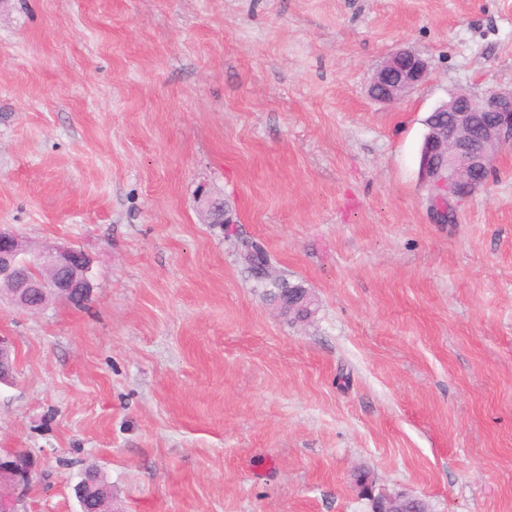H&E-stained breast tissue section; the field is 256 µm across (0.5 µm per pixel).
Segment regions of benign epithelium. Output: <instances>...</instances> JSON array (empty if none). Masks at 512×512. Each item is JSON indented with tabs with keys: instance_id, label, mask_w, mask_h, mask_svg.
<instances>
[{
	"instance_id": "7a95c632",
	"label": "benign epithelium",
	"mask_w": 512,
	"mask_h": 512,
	"mask_svg": "<svg viewBox=\"0 0 512 512\" xmlns=\"http://www.w3.org/2000/svg\"><path fill=\"white\" fill-rule=\"evenodd\" d=\"M430 62L410 49L393 52L377 69L369 86L372 99L394 104L423 84ZM448 113L445 123L427 125L421 150L423 180L430 186L428 209L437 224L452 222L454 204L467 199L482 186L500 148L512 143V88L490 89L480 97L457 92L435 108ZM207 224H229L223 197L204 192L199 199ZM92 259L69 246H56L32 253L20 237L0 226V286L17 307L34 311L32 299L53 293L64 300L83 302L94 288ZM13 347L0 339V383L13 370ZM0 473L7 476L9 490L0 493V512H17L16 505L28 490L32 473L29 456L13 452L0 456ZM87 473L74 486L79 503L96 492ZM371 512H397L398 503L424 504L403 490L366 494Z\"/></svg>"
}]
</instances>
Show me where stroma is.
Returning <instances> with one entry per match:
<instances>
[{
  "label": "stroma",
  "instance_id": "35a3bbf8",
  "mask_svg": "<svg viewBox=\"0 0 512 512\" xmlns=\"http://www.w3.org/2000/svg\"><path fill=\"white\" fill-rule=\"evenodd\" d=\"M400 48L428 78L376 102ZM511 87L512 0H5L0 225L94 283L0 301L19 512H79L91 468L121 512H370L359 469L429 512H512V145L450 224L419 173L436 105ZM201 212L204 221L207 224L229 223L230 219L226 217V208L224 206L223 196H216L215 193L202 192L200 199Z\"/></svg>",
  "mask_w": 512,
  "mask_h": 512
}]
</instances>
